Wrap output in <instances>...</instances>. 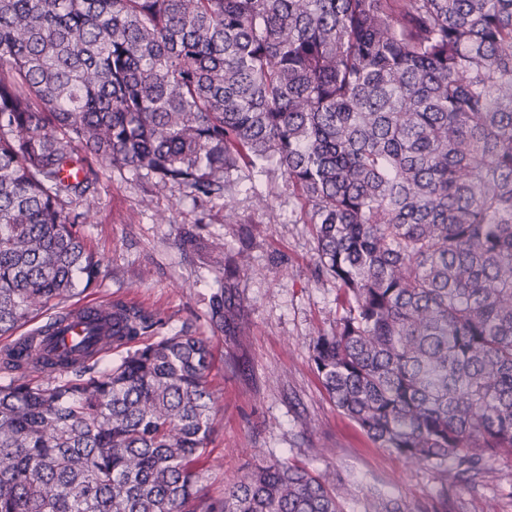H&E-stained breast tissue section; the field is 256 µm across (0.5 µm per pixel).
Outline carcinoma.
<instances>
[{"label":"carcinoma","instance_id":"cac0c4a2","mask_svg":"<svg viewBox=\"0 0 512 512\" xmlns=\"http://www.w3.org/2000/svg\"><path fill=\"white\" fill-rule=\"evenodd\" d=\"M99 165L195 200L281 173L342 292L312 347L336 407L412 466L512 453V0H0L1 336L99 279L76 230ZM239 276L210 305L226 336ZM161 325L89 318L86 357L126 349L105 367L0 350V512H344L343 482L278 459L201 495L214 353L139 344Z\"/></svg>","mask_w":512,"mask_h":512}]
</instances>
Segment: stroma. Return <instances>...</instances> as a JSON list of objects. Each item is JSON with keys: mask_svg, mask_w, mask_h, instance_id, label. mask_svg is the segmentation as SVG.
<instances>
[{"mask_svg": "<svg viewBox=\"0 0 512 512\" xmlns=\"http://www.w3.org/2000/svg\"><path fill=\"white\" fill-rule=\"evenodd\" d=\"M95 208L80 231L104 260L84 300L133 303L165 322V333L210 337L215 363L214 431L200 467L201 493L220 497L262 458H276L333 481L345 479L346 512H362L373 490L436 512H512V455L489 460L471 481L406 465L378 447L337 409L311 359L319 334L343 314L335 281L318 272L312 225L281 174L241 180L229 199L194 201L182 188L143 171L102 167ZM232 203L241 223L225 219ZM166 222H158V214ZM196 230L194 249L185 231ZM242 269L246 333H212L209 300L222 267Z\"/></svg>", "mask_w": 512, "mask_h": 512, "instance_id": "35a3bbf8", "label": "stroma"}]
</instances>
